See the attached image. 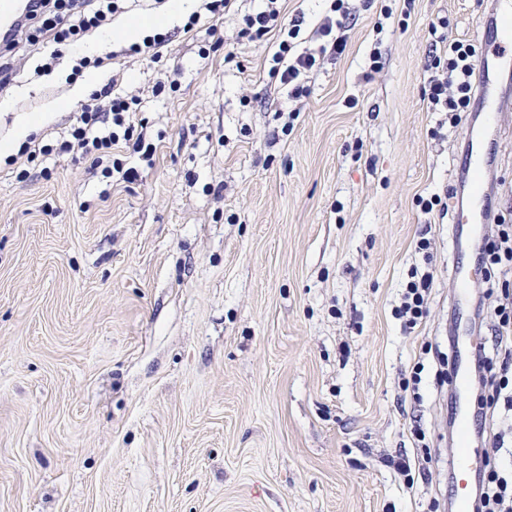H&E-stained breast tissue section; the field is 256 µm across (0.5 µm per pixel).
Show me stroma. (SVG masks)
I'll return each mask as SVG.
<instances>
[{
  "label": "stroma",
  "instance_id": "1",
  "mask_svg": "<svg viewBox=\"0 0 512 512\" xmlns=\"http://www.w3.org/2000/svg\"><path fill=\"white\" fill-rule=\"evenodd\" d=\"M351 5L345 52L299 103L269 72L275 36L228 62L164 10L118 18L96 83L139 94L153 160L113 150L133 182L56 149L87 101L71 72L91 43H20L0 137L45 111L52 151L0 154V512H449L452 401L427 349L489 326L512 266L492 289L474 277L457 312L452 195L475 116L445 126L422 90L432 22L480 43L487 7ZM143 20L174 34L164 66L123 53ZM163 67L178 88L157 94ZM500 87L488 221L512 224V74ZM435 193L446 217L417 204ZM416 266L434 283L408 331L393 309ZM420 361L416 399L402 384Z\"/></svg>",
  "mask_w": 512,
  "mask_h": 512
}]
</instances>
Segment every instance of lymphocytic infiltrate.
Instances as JSON below:
<instances>
[{
    "label": "lymphocytic infiltrate",
    "instance_id": "1",
    "mask_svg": "<svg viewBox=\"0 0 512 512\" xmlns=\"http://www.w3.org/2000/svg\"><path fill=\"white\" fill-rule=\"evenodd\" d=\"M119 10L118 0H32L28 13L7 38L6 48L14 50L33 31L48 35L51 42L60 46H80L93 32L110 25ZM330 10L315 31L320 41L315 49L300 45L304 15L284 18L278 0H262L258 9L245 14L236 39L260 42L270 33H277L279 42L271 56L270 73L287 89L290 98L299 99L308 93L309 74L325 58L340 56L345 50V32L353 16L349 0H332ZM482 53V45L445 32L432 45L423 96L430 111L447 114L450 126H457L463 112L471 108ZM136 102V96L117 92L112 81L94 90L71 126L68 139L61 141L60 151L79 153L89 159L91 170L101 171L103 176L118 173L123 179L134 180L135 168L124 167L114 158L112 149L125 141L131 143L134 152L151 155L152 145L134 134L132 112ZM432 282V273L422 271L413 273L406 283L395 310L406 328H416L426 317ZM476 502L475 512H512V478L494 470L479 477Z\"/></svg>",
    "mask_w": 512,
    "mask_h": 512
}]
</instances>
